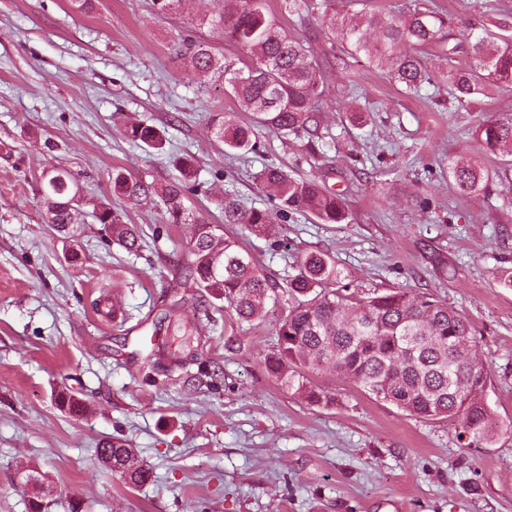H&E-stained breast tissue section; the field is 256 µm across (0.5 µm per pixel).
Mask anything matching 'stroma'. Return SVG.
<instances>
[{"instance_id": "1", "label": "stroma", "mask_w": 512, "mask_h": 512, "mask_svg": "<svg viewBox=\"0 0 512 512\" xmlns=\"http://www.w3.org/2000/svg\"><path fill=\"white\" fill-rule=\"evenodd\" d=\"M313 2L296 33L321 62L322 138L309 151L266 131L258 154L239 159L215 142L209 115L246 113L173 52L181 36L208 39L194 26L206 0H184L167 18L151 0H95L86 15L69 0H0V512H27L29 469L45 477L51 512H512V429L493 447H459L457 419L409 416L328 367L313 379L339 407L282 389L264 357L283 303L267 301L265 319L250 323L211 305L196 364L150 366L157 326L195 303L178 280L193 227L128 209L143 241L127 253L93 217L113 168L162 182L176 175L173 157L191 156L198 188L185 204L223 224L228 192L274 208L254 175L275 164L341 194L348 221L291 213L266 238L238 224L225 233L273 280L322 252L359 295L425 292L463 313L491 375L488 398L500 421L512 419V288L500 284L512 268V169L479 199L448 178L450 162L472 156L499 170L472 132L480 113H512V88L463 105L440 83L403 95L365 59L332 49L323 12L402 15L414 0ZM425 2L459 35L512 24V0ZM354 112L367 123L352 125ZM131 120L159 128L162 150L129 142ZM51 170L81 190L77 264L45 222L41 174ZM61 394L80 399L82 414L60 409ZM115 438L150 483L127 484L95 461Z\"/></svg>"}]
</instances>
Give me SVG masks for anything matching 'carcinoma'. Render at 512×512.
I'll list each match as a JSON object with an SVG mask.
<instances>
[{
    "label": "carcinoma",
    "mask_w": 512,
    "mask_h": 512,
    "mask_svg": "<svg viewBox=\"0 0 512 512\" xmlns=\"http://www.w3.org/2000/svg\"><path fill=\"white\" fill-rule=\"evenodd\" d=\"M211 8L197 19L224 46L226 54L207 42L184 38L175 44L178 58H187L203 83L215 84L230 96L250 121L238 123L225 113L211 115V130L228 154L256 153L259 135L269 130L297 138L320 128L319 99L323 93L320 66L307 41L288 32L273 14L268 0H209ZM182 0H152L156 15L175 14ZM328 39L350 56H363L371 67L406 93H416L433 79L423 67L419 50L451 37L448 20L434 8L417 3L406 16L382 11L354 18L327 20ZM470 63L453 60L457 47L445 53L444 79L448 95L460 103L484 93L486 85L512 86V26L500 23L466 36ZM126 137L148 147L162 145L160 131L146 123L125 127ZM480 146L509 158L512 167V114L491 115L474 131ZM180 177L165 184H147L119 168L112 169L111 199L99 205L98 223L112 229V241L130 253L140 249L142 229L124 221L127 207L162 211L166 224H191L188 262L180 272L183 284L224 301L241 321L264 316L266 300L283 295L287 308L280 319L278 340L264 358L268 374L308 404L336 407V392L316 384L312 373L325 366L368 396L416 418L455 417L461 448H490L497 440L498 419L487 399L491 383L473 340L468 318L434 296L389 290L361 297L350 291L336 261L324 253L302 258L297 272L280 282L270 281L252 254L224 235L223 225L240 224L256 238H266L274 214L308 212L323 224H342L347 210L341 195L316 179L295 177L267 165L255 180L277 200V210L244 208L226 193L220 206L223 223L211 224L184 205L194 160L176 161ZM448 176L458 191L470 197L488 193L491 173L477 161H456ZM47 223L71 242H77L78 188L63 172L42 174ZM165 343L171 368L183 369L196 360L192 346L197 323L177 319ZM112 449V471L134 486L153 474L136 462L134 449L121 439L102 444Z\"/></svg>",
    "instance_id": "1"
}]
</instances>
